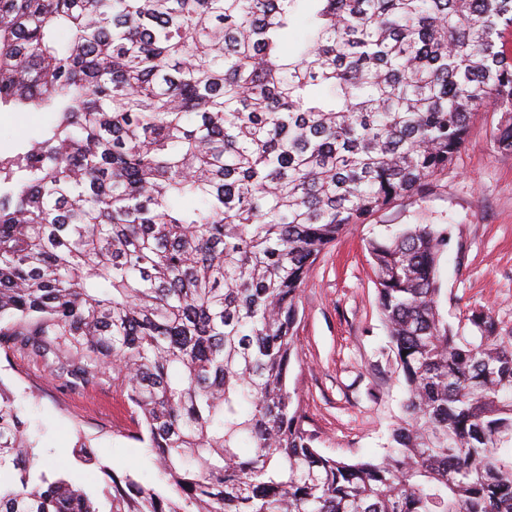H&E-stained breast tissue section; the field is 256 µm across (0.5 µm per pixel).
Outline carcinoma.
<instances>
[{"mask_svg": "<svg viewBox=\"0 0 512 512\" xmlns=\"http://www.w3.org/2000/svg\"><path fill=\"white\" fill-rule=\"evenodd\" d=\"M512 0H0V349L140 414L156 489L89 490L0 382V512H512V336L448 324V233L369 241L406 396L379 458L322 454L288 385L297 297L351 224L423 191L478 110L512 152ZM49 117L42 112L22 114L0 110V155L13 156L21 144L38 138L47 127Z\"/></svg>", "mask_w": 512, "mask_h": 512, "instance_id": "carcinoma-1", "label": "carcinoma"}]
</instances>
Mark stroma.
Returning <instances> with one entry per match:
<instances>
[{
  "mask_svg": "<svg viewBox=\"0 0 512 512\" xmlns=\"http://www.w3.org/2000/svg\"><path fill=\"white\" fill-rule=\"evenodd\" d=\"M500 118L489 109L476 112L450 168L422 193L351 225L320 255L301 288L289 384L324 455L345 462L380 455L405 397L378 311L370 239L408 224L447 226L438 267L444 317L455 325L481 306L512 336V152L493 143ZM48 123L41 112L0 110V155H15ZM53 369L50 359L0 351V382L14 391L41 463H70L77 478L102 489V473L73 460L82 436L115 473L162 487L152 454L135 439L138 419L125 391L104 377L74 386Z\"/></svg>",
  "mask_w": 512,
  "mask_h": 512,
  "instance_id": "1",
  "label": "stroma"
}]
</instances>
